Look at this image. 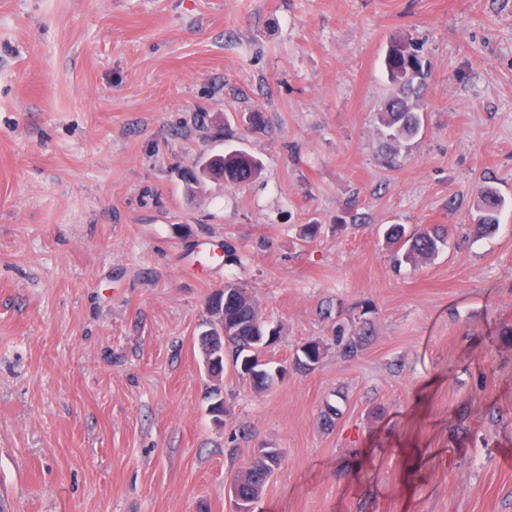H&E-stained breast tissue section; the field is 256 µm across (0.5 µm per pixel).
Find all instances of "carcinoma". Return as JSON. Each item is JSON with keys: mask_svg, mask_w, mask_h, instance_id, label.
<instances>
[{"mask_svg": "<svg viewBox=\"0 0 512 512\" xmlns=\"http://www.w3.org/2000/svg\"><path fill=\"white\" fill-rule=\"evenodd\" d=\"M389 82L393 91L380 112L381 134L386 140L390 161L396 162L402 147L416 137L421 128L420 100L428 72L419 55V50L399 41L391 44L385 58ZM218 169L224 170V185L235 187L256 177L261 169L260 162L240 150H231L216 158ZM476 204L477 223L481 228L492 231L499 227L498 211L502 200L497 191L488 185L478 190ZM386 243L396 246L395 261L413 267L421 266L435 259L447 245L446 237L439 230H423L416 235H405L400 224H390L384 230ZM228 299L224 304V319L232 323L233 329L224 336V348L237 363L254 354L257 336L264 327L260 324L259 308L248 289L240 281H224ZM367 328L362 326L354 337L345 336V329L336 328V342L346 358L358 355ZM324 345L311 341L303 346L304 362L296 368L307 370L322 358ZM282 461L278 448L268 449L265 455L254 457L248 467L238 472L235 480L236 494L243 499H257L267 480Z\"/></svg>", "mask_w": 512, "mask_h": 512, "instance_id": "cac0c4a2", "label": "carcinoma"}]
</instances>
